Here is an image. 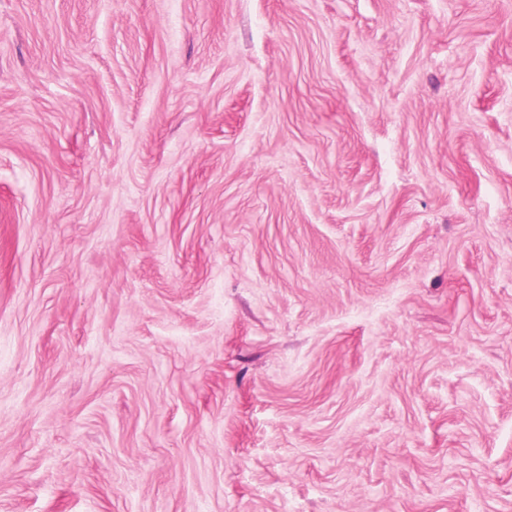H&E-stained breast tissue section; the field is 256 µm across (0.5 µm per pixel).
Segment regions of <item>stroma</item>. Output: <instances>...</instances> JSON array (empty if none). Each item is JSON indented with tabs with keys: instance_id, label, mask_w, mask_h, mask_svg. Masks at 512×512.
<instances>
[{
	"instance_id": "35a3bbf8",
	"label": "stroma",
	"mask_w": 512,
	"mask_h": 512,
	"mask_svg": "<svg viewBox=\"0 0 512 512\" xmlns=\"http://www.w3.org/2000/svg\"><path fill=\"white\" fill-rule=\"evenodd\" d=\"M0 512H512V0H0Z\"/></svg>"
}]
</instances>
